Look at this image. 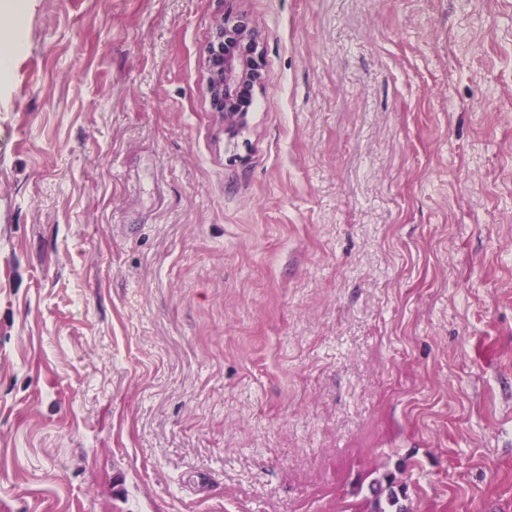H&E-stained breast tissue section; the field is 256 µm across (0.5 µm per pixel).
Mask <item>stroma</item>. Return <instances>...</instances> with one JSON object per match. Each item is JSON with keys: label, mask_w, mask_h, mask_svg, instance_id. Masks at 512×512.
Returning a JSON list of instances; mask_svg holds the SVG:
<instances>
[{"label": "stroma", "mask_w": 512, "mask_h": 512, "mask_svg": "<svg viewBox=\"0 0 512 512\" xmlns=\"http://www.w3.org/2000/svg\"><path fill=\"white\" fill-rule=\"evenodd\" d=\"M4 66L0 512H512V0H35ZM215 34L217 44L209 46L206 59L208 92L216 111L224 112L225 135L233 137L246 125L254 95L269 74L260 42L246 21L226 15Z\"/></svg>", "instance_id": "1"}]
</instances>
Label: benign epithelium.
<instances>
[{
  "instance_id": "7a95c632",
  "label": "benign epithelium",
  "mask_w": 512,
  "mask_h": 512,
  "mask_svg": "<svg viewBox=\"0 0 512 512\" xmlns=\"http://www.w3.org/2000/svg\"><path fill=\"white\" fill-rule=\"evenodd\" d=\"M215 38L206 59L208 92L216 111L224 113L225 135L233 137L246 125L254 95L269 74L260 42L246 21L224 16Z\"/></svg>"
}]
</instances>
